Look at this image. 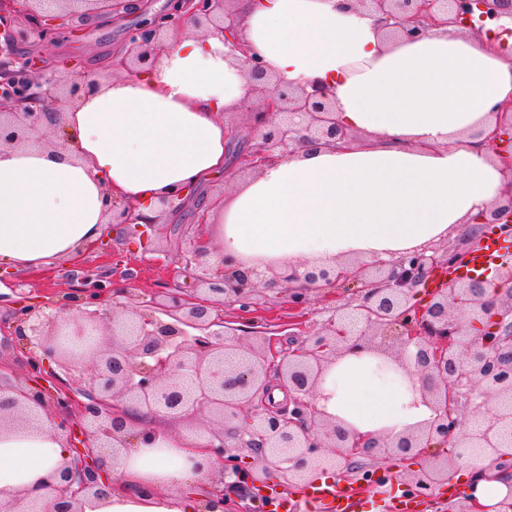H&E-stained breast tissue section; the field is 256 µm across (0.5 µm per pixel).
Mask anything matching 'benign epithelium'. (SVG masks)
Here are the masks:
<instances>
[{"label":"benign epithelium","mask_w":512,"mask_h":512,"mask_svg":"<svg viewBox=\"0 0 512 512\" xmlns=\"http://www.w3.org/2000/svg\"><path fill=\"white\" fill-rule=\"evenodd\" d=\"M101 0H0V144L21 145L36 133L60 138L61 102L73 101L82 90L78 82L63 83L50 75L37 76L45 65L18 58L13 47L28 37L17 25L24 16L34 21L41 40L50 42L62 31L78 34L76 22L98 13ZM141 22L130 29L123 51L112 56V74L148 69L158 62L166 40L192 28L203 29L224 41L245 67L252 102L247 114L256 143L238 151L233 172L255 175L294 155L303 145L337 147L356 135L336 119V92L313 80L291 86L277 79L257 56L249 54L239 0H167L161 13L148 14L149 0H140ZM370 11L378 30L417 39L425 26L448 24L480 31L488 22L512 19V0H354ZM12 103L21 112L4 109ZM495 124L477 133L495 154L504 178L503 199L481 214V223L465 234L472 244L482 225L496 224L512 234V143H504V122L512 123V102L491 108ZM187 196L179 192L159 201L160 216L177 223ZM112 223L128 233L145 235L155 221L141 220L134 207L112 200ZM181 261L193 269L195 288L160 291L150 311L112 303V296L128 290L133 274L108 276L100 266L81 267L68 317L34 306L16 309L14 335L25 341L29 382L0 385V429L39 426L49 421L55 432L72 439V420L83 421L76 455L52 472L43 484L54 493L52 506L37 499L19 498L5 505L9 512H79L81 497L100 495L112 480L99 487L104 473L101 450L112 454L136 439L151 446V430L124 434L115 413L120 404L144 407L181 422L206 416L210 426L208 452L220 464L209 490L200 497V512H228L231 490L265 487V478L279 474L285 483L299 484L318 470L348 468L357 459L381 452L401 459L429 454L428 465L404 476L408 495L427 500L435 487L449 482L458 469L470 466L468 449L480 448L512 477V259L501 258L504 288L486 295L483 278L459 281L452 276L464 253L444 255L421 251L398 258H376L353 265L326 263L287 267L266 279L244 276L231 266L214 268L203 260L195 234L179 250ZM443 279L431 299L421 305L409 291ZM288 297L304 307L313 293L334 295L353 285L354 304L281 354L271 367L268 354L251 346L230 344L235 329L224 325L215 309L232 303L249 313L257 285ZM415 348L414 368L421 392L431 401L435 417L417 433L392 443L387 438L365 442L332 421L315 403L324 371L346 353L365 349L402 358ZM56 355L62 369L81 375V385H43L42 355ZM288 389V403L265 406L256 398L268 391L270 369ZM452 447L441 456L433 448ZM249 449L260 461L245 462L236 453Z\"/></svg>","instance_id":"1"}]
</instances>
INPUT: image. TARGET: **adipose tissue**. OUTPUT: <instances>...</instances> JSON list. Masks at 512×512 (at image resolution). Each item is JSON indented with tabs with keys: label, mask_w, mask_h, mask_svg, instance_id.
Here are the masks:
<instances>
[{
	"label": "adipose tissue",
	"mask_w": 512,
	"mask_h": 512,
	"mask_svg": "<svg viewBox=\"0 0 512 512\" xmlns=\"http://www.w3.org/2000/svg\"><path fill=\"white\" fill-rule=\"evenodd\" d=\"M246 39L282 80L336 89L337 119L359 132L339 148L306 146L234 190L201 230L205 259L242 274L331 260L390 258L466 231L500 195L498 164L473 131L512 98V61L500 41L448 26L416 40L384 41L349 0H242ZM64 109L63 147H0V263L54 269L85 252L108 219L110 198L152 219L160 196L223 173L224 114L249 86L214 35L170 39L156 67L86 74ZM316 404L337 425L397 440L434 416L406 369L370 351L339 357ZM128 429L150 425L156 446L104 465L119 478L82 512H197L188 484L206 485L208 435L180 436L164 419L124 406ZM49 427L0 430V502L39 493L69 459ZM202 461L193 470L192 460Z\"/></svg>",
	"instance_id": "obj_1"
}]
</instances>
